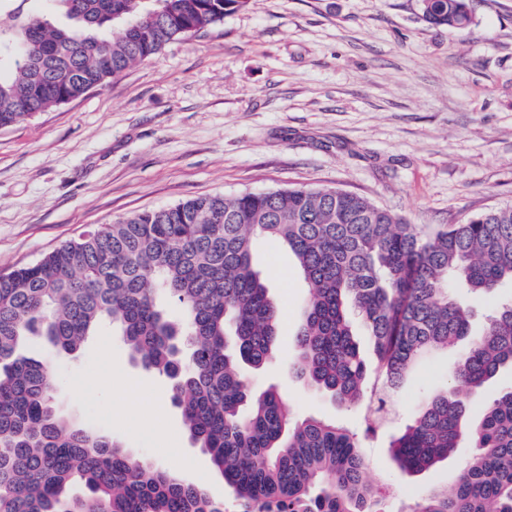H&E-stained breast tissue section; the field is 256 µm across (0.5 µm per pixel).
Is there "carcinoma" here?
<instances>
[{
    "instance_id": "cac0c4a2",
    "label": "carcinoma",
    "mask_w": 512,
    "mask_h": 512,
    "mask_svg": "<svg viewBox=\"0 0 512 512\" xmlns=\"http://www.w3.org/2000/svg\"><path fill=\"white\" fill-rule=\"evenodd\" d=\"M53 2L72 24L0 10V71L8 69L0 128L105 86L250 0ZM421 10L437 27L471 22L466 0H421ZM259 239L288 249L310 288L294 375L341 405L361 399L366 379L353 313L382 377L373 415L390 414L391 392L426 355L468 342L453 368L464 389L425 401L391 448L407 473L447 459L463 440L475 451L453 493L428 492L404 512H512V386L477 422L466 404L467 393L512 367V303L474 337L469 311L451 296L512 284V207L425 233L332 188L142 211L0 275V512H229L200 486L59 414L50 370L21 353L32 336L73 353L104 326L134 362L170 380L185 430L237 512H384L383 487L364 479L354 433L336 421H295L274 387L255 395L243 378L241 365L273 359L280 324L253 262Z\"/></svg>"
}]
</instances>
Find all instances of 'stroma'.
<instances>
[{"label":"stroma","mask_w":512,"mask_h":512,"mask_svg":"<svg viewBox=\"0 0 512 512\" xmlns=\"http://www.w3.org/2000/svg\"><path fill=\"white\" fill-rule=\"evenodd\" d=\"M471 23L435 27L419 0H250L206 33L167 46L99 90L0 129V274L100 224L201 196L338 188L434 231L512 206V0H468ZM254 260L280 308L275 358L244 367L253 392L275 386L296 419L356 432L385 512L450 490L469 442L410 475L390 443L426 395L444 391L459 348L416 365L386 425L293 375L308 288L287 249ZM31 354L57 380L64 416L111 435L217 500L223 476L190 440L164 378L101 329L68 354Z\"/></svg>","instance_id":"stroma-1"}]
</instances>
